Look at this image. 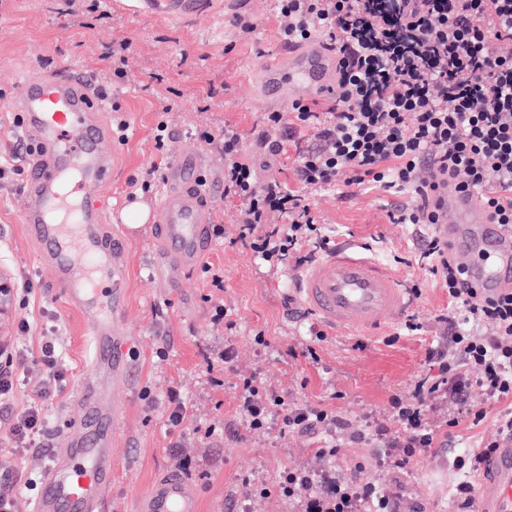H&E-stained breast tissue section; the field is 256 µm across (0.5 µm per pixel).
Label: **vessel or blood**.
I'll return each instance as SVG.
<instances>
[{"label":"vessel or blood","instance_id":"b4317fda","mask_svg":"<svg viewBox=\"0 0 512 512\" xmlns=\"http://www.w3.org/2000/svg\"><path fill=\"white\" fill-rule=\"evenodd\" d=\"M143 10L189 21L222 8L221 0H137ZM336 56L322 42L292 46L285 62L262 70L260 93L272 105L299 100L303 90H336ZM11 107L24 113L27 134L43 150L30 164L27 235L45 249V261L78 309L91 344L94 370L76 398L72 431L60 437L41 478L33 512H102L112 486V425L121 405L112 392L133 381L126 355L128 301L125 241L112 236L96 200L112 179L103 150L109 133L95 119L91 94L75 67L30 74L15 87ZM200 160L174 165L158 202L152 233L159 250L153 275L177 280L211 245L212 191L200 186ZM437 230L467 269L469 286L512 291V235L505 234L475 194L444 181L431 199ZM296 291L305 313L327 326L356 331L399 319L408 301L399 278L363 254L338 250L308 265ZM479 512H512V440L484 464L477 488ZM139 512H198L196 488L175 474L157 479L140 498Z\"/></svg>","mask_w":512,"mask_h":512}]
</instances>
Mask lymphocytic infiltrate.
Here are the masks:
<instances>
[{"mask_svg": "<svg viewBox=\"0 0 512 512\" xmlns=\"http://www.w3.org/2000/svg\"><path fill=\"white\" fill-rule=\"evenodd\" d=\"M281 43L324 40L337 56L336 102L319 111L295 103L272 112L270 123L289 132L313 129L314 137L295 146L296 186L259 181L251 155L237 130L222 127L200 134L224 162V195L240 204L238 239L268 265L287 260L303 265L306 246L332 247L330 236L310 214L304 191L336 186L373 185L393 195L412 193L419 202L390 213L393 223L421 224L428 231L420 256L448 293V311L437 318L439 336L426 359L434 368L407 395H392L388 421L362 431L317 404H291L256 377L237 386L238 411L249 428L264 429L272 413L288 431L321 434L318 457L336 454L338 441L367 443L385 451L387 468L397 473L418 453L438 447L439 430L424 414L427 405L452 410L449 428L461 418L482 421L471 400L480 386L487 399L505 403L497 437L456 459L468 479L453 492L456 512H475L476 488L470 479L512 437V292L486 296L463 285L464 267L432 233L436 216L428 208L420 174L429 159L440 175L479 192L495 223L512 228V53L498 46L512 42V0H276ZM496 183H489V175ZM285 216L282 225L266 221L268 212ZM57 336L45 334L39 353L21 347L0 353V407L11 411L9 437L15 448L29 447L44 429V403L62 390L64 368ZM43 370L27 405L14 408L22 376ZM360 468L283 470L280 494L296 501L299 512H396L398 484L367 481Z\"/></svg>", "mask_w": 512, "mask_h": 512, "instance_id": "lymphocytic-infiltrate-1", "label": "lymphocytic infiltrate"}]
</instances>
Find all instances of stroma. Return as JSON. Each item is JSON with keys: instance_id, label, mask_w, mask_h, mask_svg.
Here are the masks:
<instances>
[{"instance_id": "obj_1", "label": "stroma", "mask_w": 512, "mask_h": 512, "mask_svg": "<svg viewBox=\"0 0 512 512\" xmlns=\"http://www.w3.org/2000/svg\"><path fill=\"white\" fill-rule=\"evenodd\" d=\"M109 6L110 17H89L88 27L80 28L61 13L60 0H0V154L9 153L17 135L9 101L20 78L34 68L78 67L98 88L108 89L128 123L125 141L109 143L119 165L107 186L112 204L107 220L112 234L127 242L130 284L124 326L131 338L129 359L135 377L130 389L116 394L124 411L112 429L115 465L108 512H137L151 484L175 472L176 442L191 460L184 477L198 492V512H254L259 505L252 492L256 486L270 492L260 503L265 512H286L277 485L281 470L294 462L339 472L359 464L364 479H375L383 468L382 449L346 441L335 457L321 460L314 456L317 440L283 431L281 417H272L265 429H250L237 410L234 375L227 376L223 387H211L201 351L231 344L237 373L259 372L268 383L286 390L288 400L329 406L364 431L383 421L390 396L407 392L417 377L429 373L426 350L436 334L434 319L448 310L446 290L419 258L420 227L395 224L389 217L395 203L414 204V195L340 185L309 197L312 211L335 243L358 244L400 273L406 288H419L409 313L422 324L416 335L401 334L395 323L372 335L329 333L315 343L311 336L317 323L288 314L294 264L269 267L236 243V208L223 193H216L214 219L223 225L224 235L213 238L205 259L224 268V304L238 323L236 335L225 337L223 327L212 321L202 267L188 269L174 283L151 278V229L146 224L130 227L122 215L136 202L155 211L163 193L157 187L136 199L128 197L130 178L158 159L153 141L158 92H175L180 105L172 115L168 163L201 155L205 163L200 177L223 184V161L197 136L199 126L212 122L243 134L242 147L254 155L262 178L292 181L294 149L286 142L288 131L265 125L268 107L258 92L261 69L278 62L284 52L275 4L250 0L241 9V16L256 26L251 34L233 28L228 15L184 23L142 11L135 0H110ZM120 38L130 43L131 61L125 79L114 84L101 54ZM262 138L284 142L283 152L272 156L257 151ZM26 187L23 181H0V269L32 283L35 322L27 332L8 323L0 336L8 345L34 352L43 329L55 328L63 346L65 377L61 395L45 407L47 424L31 447L12 449L7 415L0 413V478L22 471L37 480L58 438L73 426V400L91 369V348L81 315L55 284L39 245L27 237ZM259 331L266 344L255 342ZM309 344L316 346L318 362L303 357ZM173 387L180 389L187 415L180 431L170 433L166 396ZM472 397L485 418L477 424L463 419L452 432L453 447L410 458L400 476L405 506L452 512V490L464 477L456 456L494 438L496 418L504 409L485 400L480 387H473ZM206 423L215 424V433L198 438L195 427Z\"/></svg>"}]
</instances>
